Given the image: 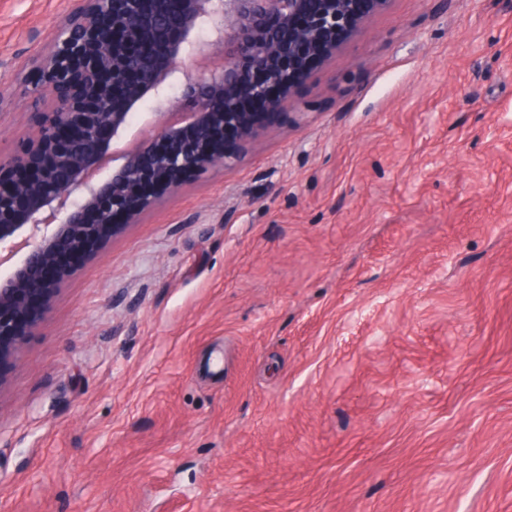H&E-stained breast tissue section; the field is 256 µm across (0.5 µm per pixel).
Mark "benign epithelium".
Instances as JSON below:
<instances>
[{
    "mask_svg": "<svg viewBox=\"0 0 512 512\" xmlns=\"http://www.w3.org/2000/svg\"><path fill=\"white\" fill-rule=\"evenodd\" d=\"M388 0H67L47 51L21 78L49 101L23 155L0 160V384L23 324L48 313L71 271L153 206L152 188L232 165L282 107L295 75ZM209 64L189 61L201 52ZM153 112L116 155L135 113Z\"/></svg>",
    "mask_w": 512,
    "mask_h": 512,
    "instance_id": "1",
    "label": "benign epithelium"
}]
</instances>
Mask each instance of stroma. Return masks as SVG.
<instances>
[{"instance_id":"stroma-1","label":"stroma","mask_w":512,"mask_h":512,"mask_svg":"<svg viewBox=\"0 0 512 512\" xmlns=\"http://www.w3.org/2000/svg\"><path fill=\"white\" fill-rule=\"evenodd\" d=\"M447 2L389 0L64 280L0 512H512V0ZM64 5L0 0V74Z\"/></svg>"}]
</instances>
